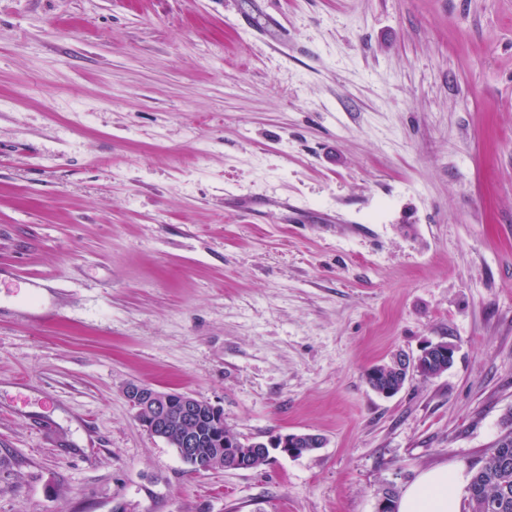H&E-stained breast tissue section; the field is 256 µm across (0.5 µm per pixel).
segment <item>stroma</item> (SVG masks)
Listing matches in <instances>:
<instances>
[{
	"label": "stroma",
	"instance_id": "stroma-1",
	"mask_svg": "<svg viewBox=\"0 0 512 512\" xmlns=\"http://www.w3.org/2000/svg\"><path fill=\"white\" fill-rule=\"evenodd\" d=\"M0 269V512H376L470 470L512 409V0H0ZM131 383L324 445L195 471ZM454 353L455 349L452 345H448V343L439 342L425 347L421 355L418 356L414 361H411L404 354H397L389 362V367L387 368L385 373L392 371L395 373H399L401 375L406 372L408 375L410 374L411 371H419V367L423 359L437 355L435 357H432V360L425 359L424 361L427 362L425 372L419 373L420 376L426 379L434 378L448 370V367L444 370H441V363L439 361V358H447L448 366H450L454 359Z\"/></svg>",
	"mask_w": 512,
	"mask_h": 512
}]
</instances>
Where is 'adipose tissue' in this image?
I'll use <instances>...</instances> for the list:
<instances>
[{"label": "adipose tissue", "instance_id": "ef3b65f1", "mask_svg": "<svg viewBox=\"0 0 512 512\" xmlns=\"http://www.w3.org/2000/svg\"><path fill=\"white\" fill-rule=\"evenodd\" d=\"M464 482V474L457 467L427 470L405 489L396 512H460Z\"/></svg>", "mask_w": 512, "mask_h": 512}]
</instances>
